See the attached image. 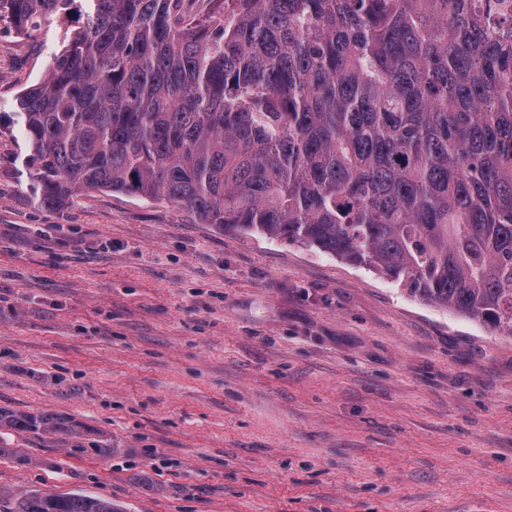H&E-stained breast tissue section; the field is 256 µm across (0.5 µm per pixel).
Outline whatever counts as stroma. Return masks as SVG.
Instances as JSON below:
<instances>
[{"label": "stroma", "mask_w": 512, "mask_h": 512, "mask_svg": "<svg viewBox=\"0 0 512 512\" xmlns=\"http://www.w3.org/2000/svg\"><path fill=\"white\" fill-rule=\"evenodd\" d=\"M65 27L0 21V487L120 512H512V337L165 200L34 203L16 96ZM30 458L22 465L18 456ZM5 428L35 435L63 434L74 444L71 451L81 453L86 450L78 441L83 436L81 425L60 415L7 414L0 410V431Z\"/></svg>", "instance_id": "1"}]
</instances>
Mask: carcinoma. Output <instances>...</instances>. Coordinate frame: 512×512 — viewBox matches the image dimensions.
<instances>
[{"label": "carcinoma", "instance_id": "1", "mask_svg": "<svg viewBox=\"0 0 512 512\" xmlns=\"http://www.w3.org/2000/svg\"><path fill=\"white\" fill-rule=\"evenodd\" d=\"M0 0L65 30L17 97L34 200L164 199L199 224L371 268L512 336V13L504 0ZM80 424L7 414L0 431ZM0 512H118L0 490Z\"/></svg>", "mask_w": 512, "mask_h": 512}]
</instances>
